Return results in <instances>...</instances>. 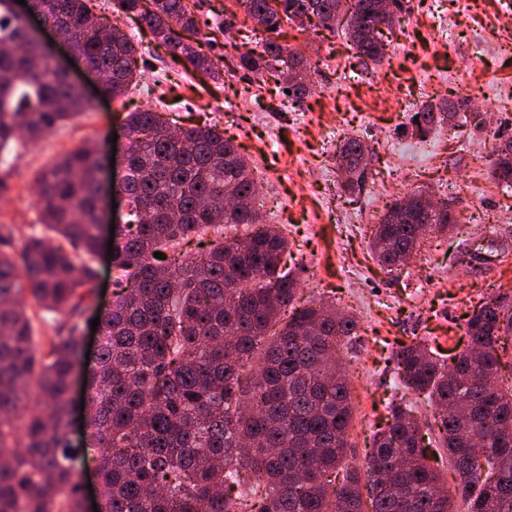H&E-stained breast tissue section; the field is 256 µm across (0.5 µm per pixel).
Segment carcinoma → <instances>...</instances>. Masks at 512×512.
I'll use <instances>...</instances> for the list:
<instances>
[{"label":"carcinoma","mask_w":512,"mask_h":512,"mask_svg":"<svg viewBox=\"0 0 512 512\" xmlns=\"http://www.w3.org/2000/svg\"><path fill=\"white\" fill-rule=\"evenodd\" d=\"M0 0V195L10 191L12 146L33 143L90 106L51 65L35 34ZM62 29L72 53L104 72L112 99L137 86L134 35L107 26L94 0H32ZM380 0H238L256 48L235 67L278 70L293 102L310 77L303 55L279 43L284 20L341 30L363 64L385 54ZM172 55L215 72L181 38L198 21L187 0H115ZM412 120L427 134L464 118L461 102L424 104ZM128 221L113 239L115 300L100 314L99 370L87 396L89 441L69 439V394L82 318L94 298L101 245L99 148L88 141L36 178L41 221L19 249L0 232V512H84L79 464L96 455L100 512H453L428 464L413 404H387L364 474L336 481L352 416L339 360L355 317L322 301L294 305L298 279L282 266L286 236L254 202L248 160L217 124L175 130L154 109L126 115ZM357 137L337 155L342 189L360 196L369 169ZM491 176L512 184V144ZM413 193L375 225L373 258L399 269L423 235L446 233L448 202L424 207ZM258 228L207 251L184 243L224 225ZM162 253V258L154 253ZM56 314L34 336L25 299ZM467 348L451 363L421 341L394 355L398 388L435 407L467 512H512V386L500 383L499 343L512 337V298L500 295L466 322ZM34 393L40 406L27 410Z\"/></svg>","instance_id":"1"}]
</instances>
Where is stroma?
<instances>
[{
  "mask_svg": "<svg viewBox=\"0 0 512 512\" xmlns=\"http://www.w3.org/2000/svg\"><path fill=\"white\" fill-rule=\"evenodd\" d=\"M385 56L360 64L343 35L288 22L280 41L299 50L312 90L292 107L277 77L234 69L251 20L236 0H189L199 22L189 41L208 55L211 77L173 61L149 31L138 33L143 85L159 98L174 127L217 121L262 181L270 224L290 242L284 264L296 273L298 301L316 298L356 316L359 338L344 354L353 416L347 459L359 466L396 393L392 355L420 340L443 360L467 346L465 323L501 293L512 294V187L491 177L493 150L512 140V0H403ZM236 28L224 29L226 11ZM490 99L482 127L419 137L412 115L426 102ZM147 97L105 102L21 148L11 190L0 198V225L23 240L38 221L31 188L37 174L86 141H95L105 184L121 179L127 145L123 118ZM350 136L371 149V176L361 197L340 187L336 153ZM422 190L450 201L460 224L426 234L394 272L372 259L371 230L399 196Z\"/></svg>",
  "mask_w": 512,
  "mask_h": 512,
  "instance_id": "stroma-1",
  "label": "stroma"
}]
</instances>
